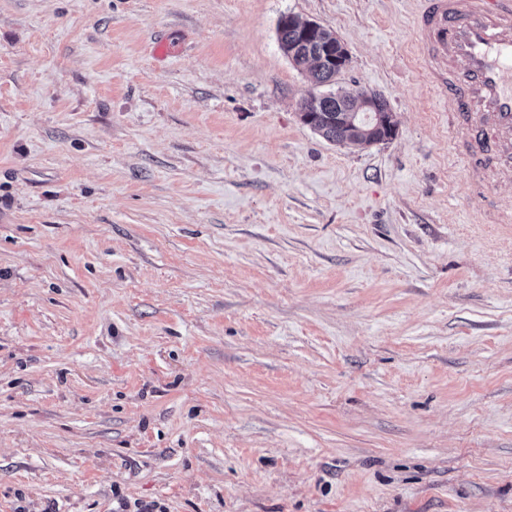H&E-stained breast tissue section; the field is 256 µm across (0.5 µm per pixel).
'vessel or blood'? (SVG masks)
Masks as SVG:
<instances>
[{"label":"vessel or blood","mask_w":512,"mask_h":512,"mask_svg":"<svg viewBox=\"0 0 512 512\" xmlns=\"http://www.w3.org/2000/svg\"><path fill=\"white\" fill-rule=\"evenodd\" d=\"M421 66L451 97L450 142L473 185L512 180V0H424L415 20Z\"/></svg>","instance_id":"1"}]
</instances>
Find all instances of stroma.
I'll return each instance as SVG.
<instances>
[{
  "mask_svg": "<svg viewBox=\"0 0 512 512\" xmlns=\"http://www.w3.org/2000/svg\"><path fill=\"white\" fill-rule=\"evenodd\" d=\"M419 7L0 0V512H512V182ZM287 14L392 139L300 121ZM281 22H288L278 26L281 50L287 56L291 53L294 63L297 66L305 67L316 84H332L339 75L337 72L341 73L347 69L350 62L349 53L342 42L336 43V35L332 31L323 29L317 37L304 39L296 27L288 26V24L298 25L306 37L317 34L323 26L314 21H301L291 14L283 16ZM335 43V48L326 47L324 49L323 55L327 57L323 58L321 54L323 48ZM297 46L298 49L293 54L292 51ZM328 58L336 64V68Z\"/></svg>",
  "mask_w": 512,
  "mask_h": 512,
  "instance_id": "35a3bbf8",
  "label": "stroma"
}]
</instances>
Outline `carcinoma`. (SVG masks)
I'll list each match as a JSON object with an SVG mask.
<instances>
[{
    "label": "carcinoma",
    "mask_w": 512,
    "mask_h": 512,
    "mask_svg": "<svg viewBox=\"0 0 512 512\" xmlns=\"http://www.w3.org/2000/svg\"><path fill=\"white\" fill-rule=\"evenodd\" d=\"M278 40L284 54H292L294 63L306 68L315 83L325 85L336 81L338 73L335 66L321 54L325 46L336 43V35L332 31L325 29L316 37L305 39L296 27L283 24L278 26ZM350 104L351 94L339 90L319 99L311 95L301 102V105L311 108L304 113L305 122L330 142L341 144L352 136L369 140L378 137L380 130L361 116L356 118L354 128L336 120L337 111Z\"/></svg>",
    "instance_id": "obj_1"
}]
</instances>
